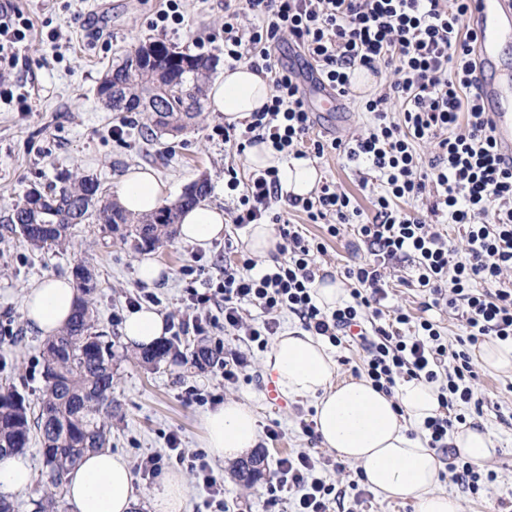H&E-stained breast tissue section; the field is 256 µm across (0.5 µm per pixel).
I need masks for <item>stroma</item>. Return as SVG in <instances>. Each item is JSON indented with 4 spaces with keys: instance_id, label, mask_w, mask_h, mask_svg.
<instances>
[{
    "instance_id": "35a3bbf8",
    "label": "stroma",
    "mask_w": 512,
    "mask_h": 512,
    "mask_svg": "<svg viewBox=\"0 0 512 512\" xmlns=\"http://www.w3.org/2000/svg\"><path fill=\"white\" fill-rule=\"evenodd\" d=\"M10 2L32 28L17 66L9 70L21 94L9 103L0 101V219L28 190L45 192L76 174L97 180L108 194H115L133 166L151 168L166 183L168 202H175L188 185L204 178L210 186L207 203L227 212L233 209L236 194L226 187L224 173L234 167L244 182L253 168L247 155L225 147L221 113L203 110L182 134L154 139L146 132L147 113L107 110L97 95L113 63L154 41L183 53L215 57L213 74L222 76L225 0H185L184 21L174 31L151 26L161 0ZM362 98V93L352 92L341 118L317 116L315 133L343 139L358 135L369 121L358 108ZM118 127L123 130L119 137L114 134ZM317 167L324 179L336 181L364 213H371L372 189L363 185L359 172L334 157L318 161ZM303 231L312 238H325L327 252L317 264L328 278H338L347 264L368 256L355 227L344 228L335 239L327 237L321 224H304ZM245 236V230L228 225L223 239L205 250L172 238L151 252L168 274L149 286L137 277L139 254L103 225H75L62 249L46 250L31 246L0 222V384H14L27 403L37 404L44 384L43 339L23 317L24 295L37 280L71 276L74 265L85 259L98 282V329L115 354L112 398L117 409L109 440L113 451L132 461L159 454L163 470L179 469L175 456L167 452L170 435H177L182 447H203L201 419L206 409L185 400L187 388L195 386L225 400L248 403L263 431L257 449L266 456L264 475L254 484L240 482L234 465L210 462L224 485L230 512H265L267 474L277 459L300 452L319 458L321 476L344 490V499L331 504L330 512H414L411 500L385 499L367 488L350 489V482L358 477L355 466L302 431V414L313 409L312 399L291 398L279 408L268 402L265 353H253L238 379L225 382L215 363L200 369L191 359L171 358L160 369L145 367L136 361V349L124 343L122 324L130 301L148 291L164 315L178 313L185 307L188 289L205 290L210 278L223 269L225 242L238 245ZM188 266L193 269L189 276L183 273ZM479 387L484 404L478 410L466 408L465 415L468 426L488 429L497 443V453L486 465L496 479L475 495L449 480L441 481L440 487L460 498L464 512H512V373L480 371ZM271 427L276 436L268 435Z\"/></svg>"
}]
</instances>
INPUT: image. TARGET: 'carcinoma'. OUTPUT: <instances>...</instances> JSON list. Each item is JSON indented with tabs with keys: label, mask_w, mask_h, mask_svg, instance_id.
<instances>
[{
	"label": "carcinoma",
	"mask_w": 512,
	"mask_h": 512,
	"mask_svg": "<svg viewBox=\"0 0 512 512\" xmlns=\"http://www.w3.org/2000/svg\"><path fill=\"white\" fill-rule=\"evenodd\" d=\"M215 60L175 51L161 42L143 45L133 56L112 65L103 78L99 95L114 112H147L150 136L180 133L202 111L200 81ZM209 194L207 180L193 184L175 203L150 215L134 217L103 196L99 183L87 176L46 194L30 191L16 204L4 223L40 249L66 244L70 229L93 219L137 250L158 246L175 234L180 213L199 204ZM79 298L64 331L43 343L44 387L38 411L27 406L21 394L0 386V458L27 447L32 433L41 436L45 470L39 487L38 512H49L64 493L65 477L89 448H104L112 428V347L102 340L94 318L98 287L89 267L75 276ZM181 338L174 336L145 350L137 360L154 369L169 356L181 354ZM263 458L240 461L237 476L251 483L261 474Z\"/></svg>",
	"instance_id": "obj_1"
}]
</instances>
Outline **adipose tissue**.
<instances>
[{
	"mask_svg": "<svg viewBox=\"0 0 512 512\" xmlns=\"http://www.w3.org/2000/svg\"><path fill=\"white\" fill-rule=\"evenodd\" d=\"M270 94L267 79L247 64L225 68L223 77L207 88L210 110L231 123L261 109ZM248 160L257 169L277 168L282 192L300 198L308 197L322 178L310 160L284 158L264 143L250 147ZM166 194V184L151 170L133 167L120 182L118 200L141 215L157 209ZM224 229V212L212 205L185 210L180 217L181 240L203 249L222 239ZM77 297L71 279H42L26 291L24 318L42 335H56L68 324ZM165 329L163 314L144 306L127 316L122 334L127 344L141 349L157 342ZM265 370L284 395L314 400L322 445L355 464L376 495L411 499L415 512H460L457 498L439 487L442 463L436 450L415 433L425 419L441 412L437 386L405 379L390 396L369 378H340L324 339L292 327L275 337ZM201 426L209 454L228 464L256 448L261 438L254 409L235 399L207 412ZM451 444L475 464L489 462L497 452L491 433L478 427L460 429ZM66 498L75 512H138L144 504L149 512H184L186 481L181 472L169 471L150 499L142 500L129 460L100 448L85 453L70 473Z\"/></svg>",
	"mask_w": 512,
	"mask_h": 512,
	"instance_id": "ef3b65f1",
	"label": "adipose tissue"
}]
</instances>
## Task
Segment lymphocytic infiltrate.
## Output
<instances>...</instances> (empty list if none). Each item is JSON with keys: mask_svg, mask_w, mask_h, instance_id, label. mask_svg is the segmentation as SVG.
Here are the masks:
<instances>
[{"mask_svg": "<svg viewBox=\"0 0 512 512\" xmlns=\"http://www.w3.org/2000/svg\"><path fill=\"white\" fill-rule=\"evenodd\" d=\"M472 0H243L224 9V61L235 66L249 60L271 87L269 103L250 116L244 128L229 123L225 142L270 143L296 158L337 156L343 164L374 174L380 190L372 215H364L353 196L325 181L306 198L283 197L274 168L252 173L247 185L230 178L239 197L233 224L243 227L266 219L279 227L280 258L257 268L252 259L228 261L214 288L189 290L193 328L205 333L223 323L266 350L276 335L278 313L297 316L303 330L325 337L335 347L357 329L367 357L364 371L373 386L393 394L402 379L436 384L445 416L427 418L421 432L429 447L448 449V433L465 423L455 406L481 408L478 372L469 353L479 340L494 337L512 344V160L498 149L474 74L478 35L469 21ZM28 21L0 4V59L17 61L27 38ZM291 38L321 83L340 96L351 92V72L389 70L380 92L365 99L371 121L358 136L316 139L313 114L293 67L273 50ZM436 148L422 159L420 144ZM429 199L431 216L463 230L455 247L436 225L407 211L408 203ZM301 211L308 223L323 224L329 236L357 220L358 233L371 260L344 269L350 301L332 311L317 303L318 255L326 245L305 239L286 223L287 209ZM405 263L422 297L421 317L404 310L385 314L391 264ZM224 311L216 320L212 307ZM259 310L261 323L244 320L246 307ZM461 309L465 335L449 348L431 310ZM170 451L186 463L217 512H226L224 487L214 477L205 454L186 451L177 436ZM318 462L306 453L278 459L267 485L266 506L276 508L279 491L296 489L293 512H329L335 485L316 474Z\"/></svg>", "mask_w": 512, "mask_h": 512, "instance_id": "lymphocytic-infiltrate-1", "label": "lymphocytic infiltrate"}]
</instances>
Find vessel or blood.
Listing matches in <instances>:
<instances>
[{
	"instance_id": "1",
	"label": "vessel or blood",
	"mask_w": 512,
	"mask_h": 512,
	"mask_svg": "<svg viewBox=\"0 0 512 512\" xmlns=\"http://www.w3.org/2000/svg\"><path fill=\"white\" fill-rule=\"evenodd\" d=\"M470 21L479 35L478 77L494 136L501 152L512 157V75L501 81L487 78L498 67L500 40L512 37V0H475Z\"/></svg>"
}]
</instances>
